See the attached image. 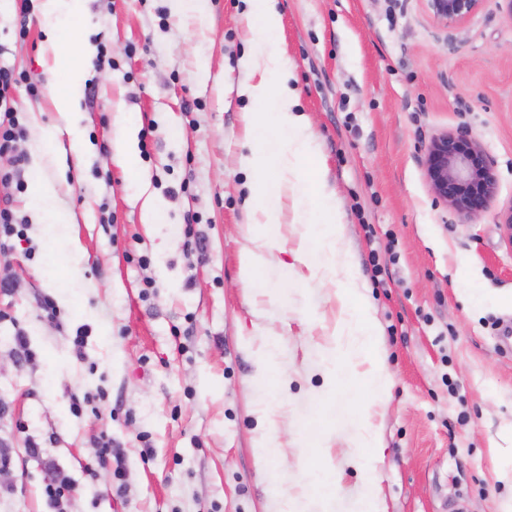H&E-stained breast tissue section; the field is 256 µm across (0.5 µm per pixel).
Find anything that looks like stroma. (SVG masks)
<instances>
[{
    "label": "stroma",
    "mask_w": 512,
    "mask_h": 512,
    "mask_svg": "<svg viewBox=\"0 0 512 512\" xmlns=\"http://www.w3.org/2000/svg\"><path fill=\"white\" fill-rule=\"evenodd\" d=\"M31 17L17 38L21 6ZM280 47L295 66L299 106L319 143L326 192L345 224L340 243L353 265L344 279L311 274L293 251L313 200L289 202L278 264L240 279L255 206L242 112L241 62L251 50L246 0H202L174 16L169 0H84L67 35L104 44L89 67L80 109L85 150L68 135L41 171L0 182V203L23 219L0 263V447L10 459L0 512H51L44 493L69 476V512H276V492L296 512H360L366 465H375L389 512H498L512 483L497 459L512 456V242L501 216L512 208V0H482L446 26L426 0H278ZM39 0L0 12V67L39 89L13 94L28 132L53 127L51 74ZM139 162L117 145L127 120ZM465 130L494 162L497 194L468 220L439 203L421 166L429 139ZM62 182L48 214L29 206L38 180ZM160 223L142 221L145 196ZM73 211L77 223L50 215ZM206 257L184 247L186 217ZM482 288L472 309L462 290ZM353 290L370 308L391 375L381 444L353 449L354 405L325 385L337 296ZM56 307L55 320L41 310ZM24 332L31 359L16 354ZM276 337L283 388L262 377L258 350ZM83 338V357L74 341ZM269 419L259 422V409ZM279 446L260 462L263 432ZM123 453L120 476L89 475L97 441ZM39 443L40 456L28 451ZM343 471L322 500L308 487L316 446ZM362 456L364 468L347 465Z\"/></svg>",
    "instance_id": "obj_1"
}]
</instances>
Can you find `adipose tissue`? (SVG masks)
Here are the masks:
<instances>
[{
    "instance_id": "ef3b65f1",
    "label": "adipose tissue",
    "mask_w": 512,
    "mask_h": 512,
    "mask_svg": "<svg viewBox=\"0 0 512 512\" xmlns=\"http://www.w3.org/2000/svg\"><path fill=\"white\" fill-rule=\"evenodd\" d=\"M249 2L246 22L255 34V43L251 54L242 62L248 80L241 91L259 103L260 108L242 115L250 143V153L243 156L242 163L255 174L249 190L259 201L253 211V222L259 231L241 256L242 276L247 281L269 263L279 242L275 228L280 221L277 199L285 193L316 197L319 179L314 169L318 154L315 137L307 117L298 110V94L291 85L292 66L279 47L281 14L277 0ZM76 3L77 0H42L40 4L45 44L53 54L52 68L64 72L66 81L54 87L52 101L60 125L42 131L39 149L33 154V164L37 167L41 166L59 131H66L73 138L79 135V92L92 50L64 49L60 27L64 11L75 10ZM344 231L340 205L336 198H329L321 203L316 221L307 226L294 252L296 259L313 271L329 267L350 274L349 256L338 247ZM338 301L341 320L336 328V342L329 351L326 385L346 398L360 386L375 393V401L363 407L354 435L356 447L374 448L379 437L373 420L387 405L388 373L367 305L349 291L339 295Z\"/></svg>"
}]
</instances>
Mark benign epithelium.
<instances>
[{"label": "benign epithelium", "instance_id": "obj_1", "mask_svg": "<svg viewBox=\"0 0 512 512\" xmlns=\"http://www.w3.org/2000/svg\"><path fill=\"white\" fill-rule=\"evenodd\" d=\"M481 2L427 0V8L437 21L448 26L475 14ZM421 164L436 199L465 218L479 215L496 196L497 176L491 159L461 130L433 135Z\"/></svg>", "mask_w": 512, "mask_h": 512}]
</instances>
